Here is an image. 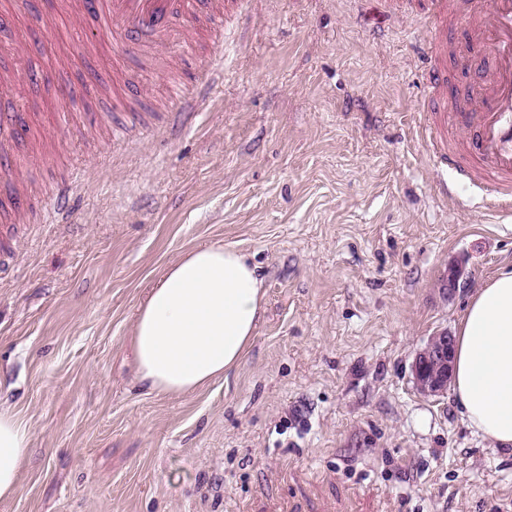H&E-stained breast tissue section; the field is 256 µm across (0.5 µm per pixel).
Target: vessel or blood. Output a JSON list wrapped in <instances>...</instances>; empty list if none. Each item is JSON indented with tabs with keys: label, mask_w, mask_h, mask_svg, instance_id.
Masks as SVG:
<instances>
[{
	"label": "vessel or blood",
	"mask_w": 512,
	"mask_h": 512,
	"mask_svg": "<svg viewBox=\"0 0 512 512\" xmlns=\"http://www.w3.org/2000/svg\"><path fill=\"white\" fill-rule=\"evenodd\" d=\"M233 0H98L89 21L116 42H133V60L151 62L170 53L175 41L191 46L194 30L224 36V17ZM422 55L427 63L423 87L427 111L422 132L433 160L465 181L485 187L503 205L512 204V0H430ZM467 28L478 48L466 61V80L448 75L449 25ZM457 100L449 109V100ZM141 92L112 97V141L125 144L130 125L141 116ZM26 124L23 113L0 112V183L17 184L11 144ZM459 131L458 140L448 138Z\"/></svg>",
	"instance_id": "1"
}]
</instances>
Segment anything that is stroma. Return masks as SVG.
Instances as JSON below:
<instances>
[{
    "label": "stroma",
    "mask_w": 512,
    "mask_h": 512,
    "mask_svg": "<svg viewBox=\"0 0 512 512\" xmlns=\"http://www.w3.org/2000/svg\"><path fill=\"white\" fill-rule=\"evenodd\" d=\"M0 0L11 99L41 117L12 149L31 241L0 267V406L32 432L0 512H512V448L473 434L410 370L512 262V215L431 160L419 14L378 0H243L224 77L165 125L176 69ZM148 118L113 147L112 86ZM67 224L44 222L75 168ZM257 266L264 311L240 364L179 397L141 389L133 316L187 248ZM461 266L456 289L448 271Z\"/></svg>",
    "instance_id": "stroma-1"
}]
</instances>
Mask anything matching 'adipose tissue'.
Returning a JSON list of instances; mask_svg holds the SVG:
<instances>
[{"mask_svg":"<svg viewBox=\"0 0 512 512\" xmlns=\"http://www.w3.org/2000/svg\"><path fill=\"white\" fill-rule=\"evenodd\" d=\"M263 282L242 252L220 243L169 263L138 306L130 347L138 383L182 396L236 367L251 342ZM452 394L461 415L494 448L512 447V265L469 297L455 335ZM32 434L0 408V500L15 498Z\"/></svg>","mask_w":512,"mask_h":512,"instance_id":"ef3b65f1","label":"adipose tissue"}]
</instances>
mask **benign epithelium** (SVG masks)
I'll return each mask as SVG.
<instances>
[{
    "mask_svg": "<svg viewBox=\"0 0 512 512\" xmlns=\"http://www.w3.org/2000/svg\"><path fill=\"white\" fill-rule=\"evenodd\" d=\"M452 371L453 338L441 331L416 353L412 363L413 378L422 393L436 396L447 390Z\"/></svg>",
    "mask_w": 512,
    "mask_h": 512,
    "instance_id": "1",
    "label": "benign epithelium"
}]
</instances>
